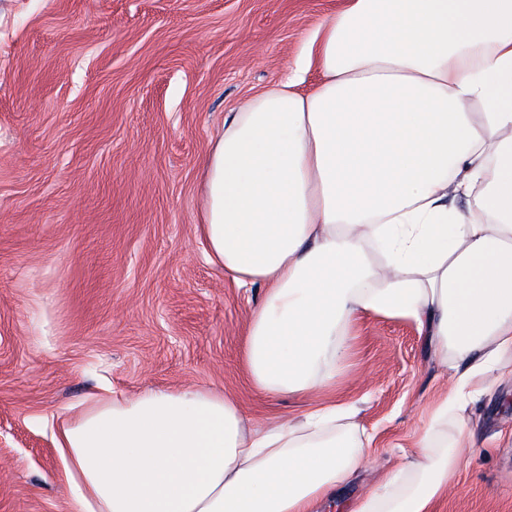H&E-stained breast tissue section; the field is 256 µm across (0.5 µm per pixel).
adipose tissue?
<instances>
[{"label":"adipose tissue","mask_w":512,"mask_h":512,"mask_svg":"<svg viewBox=\"0 0 512 512\" xmlns=\"http://www.w3.org/2000/svg\"><path fill=\"white\" fill-rule=\"evenodd\" d=\"M202 198L210 262L264 290L245 350L261 394L331 385L364 315L429 336L454 381L350 512H433L473 445L460 410L512 375V0H349L225 119ZM355 414L256 425L192 387L96 399L56 438L69 512H311L370 462Z\"/></svg>","instance_id":"ef3b65f1"}]
</instances>
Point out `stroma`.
Instances as JSON below:
<instances>
[{"mask_svg":"<svg viewBox=\"0 0 512 512\" xmlns=\"http://www.w3.org/2000/svg\"><path fill=\"white\" fill-rule=\"evenodd\" d=\"M343 0H0V512H67L54 443L107 386L187 385L252 422L348 402L375 468L313 512H349L410 452L452 384L406 320L366 315L335 384L268 399L248 310L198 224L229 112L282 78ZM475 448L435 512H512V377L469 402Z\"/></svg>","mask_w":512,"mask_h":512,"instance_id":"stroma-1","label":"stroma"}]
</instances>
